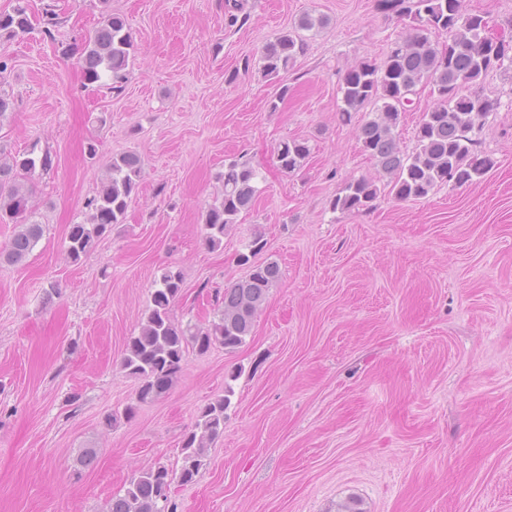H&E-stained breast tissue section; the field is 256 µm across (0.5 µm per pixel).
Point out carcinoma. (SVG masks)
I'll use <instances>...</instances> for the list:
<instances>
[{"mask_svg":"<svg viewBox=\"0 0 512 512\" xmlns=\"http://www.w3.org/2000/svg\"><path fill=\"white\" fill-rule=\"evenodd\" d=\"M102 4L101 20L87 36L79 64L89 84L109 83L121 91L133 65V41L125 18ZM378 7L411 20L410 32L388 44L378 64L361 62L340 80L341 118L365 109L373 113L358 129L362 151L375 160L389 194L398 201L426 198L436 188L450 184L460 188L477 182L494 160L480 150L475 130L496 111L499 102L483 93L487 72L501 69L512 74V44L488 35V21L480 14L464 13L461 0H378ZM63 23L55 6L43 10L42 34L53 38ZM327 24L325 18L304 14L294 26L267 42L260 56L264 75L277 78L294 67L308 50L304 32ZM29 25L27 7L15 0L13 9L0 12V37H12ZM444 42H438V38ZM9 64L0 60V127L14 114V93L6 79ZM432 86L434 103L419 121L416 147L410 153L399 148L400 123L415 103L420 87ZM276 167L285 174L299 171L309 156L307 143L280 141L273 150ZM48 155L40 159L16 156L0 146V224L17 231L0 248V262L23 261L44 235L29 205L30 182L36 167L47 169ZM144 159L136 152L112 158L106 181L85 203L89 223L69 226L66 255L80 263L95 251L114 224L123 222L129 202L139 192ZM261 173L250 162L232 158L218 176L221 192L202 211L204 242L211 249L223 245L224 235L240 213L253 206ZM381 188L376 181H349L331 201L332 210L370 211L376 207ZM256 250L242 253L239 263L247 268L240 280L216 291L214 315L208 323L179 322L173 306L181 296L183 277L170 267L154 282L151 306L139 332L128 338L121 369L137 381V402L149 403L167 393L191 352L204 354L214 347L230 353L251 335L258 310L282 278L280 266L271 261L256 263ZM226 395L208 403L185 435L179 469L160 463L134 472L123 493L113 496L106 512H173L170 486L174 481L192 483L204 466L210 442L224 434Z\"/></svg>","mask_w":512,"mask_h":512,"instance_id":"obj_1","label":"carcinoma"}]
</instances>
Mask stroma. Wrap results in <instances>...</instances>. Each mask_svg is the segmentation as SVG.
Wrapping results in <instances>:
<instances>
[{
    "label": "stroma",
    "mask_w": 512,
    "mask_h": 512,
    "mask_svg": "<svg viewBox=\"0 0 512 512\" xmlns=\"http://www.w3.org/2000/svg\"><path fill=\"white\" fill-rule=\"evenodd\" d=\"M45 2L28 0V33L0 38L16 99L0 135L52 160L31 183L44 236L0 264V512H105L133 471L178 468L185 431L228 385L224 434L197 481L173 483L174 512H337L351 498L361 512H512V80H484L500 106L479 133L495 162L480 181L335 212L348 181L377 175L357 139L367 113L339 117L340 78L380 61L408 20L376 0H242L229 26L227 0H109L134 40L115 92L85 86L77 65L105 5L56 0L66 21L50 40ZM305 13L326 26L282 79L263 77V46ZM291 138L310 155L286 175L273 149ZM129 151L145 160L138 196L71 263L69 225ZM239 156L260 169L261 193L212 250L201 213ZM255 242L256 262L283 277L251 336L189 353L168 393L137 403L121 360L161 268L183 275L176 318L204 324ZM86 448L97 457L81 469Z\"/></svg>",
    "instance_id": "35a3bbf8"
}]
</instances>
